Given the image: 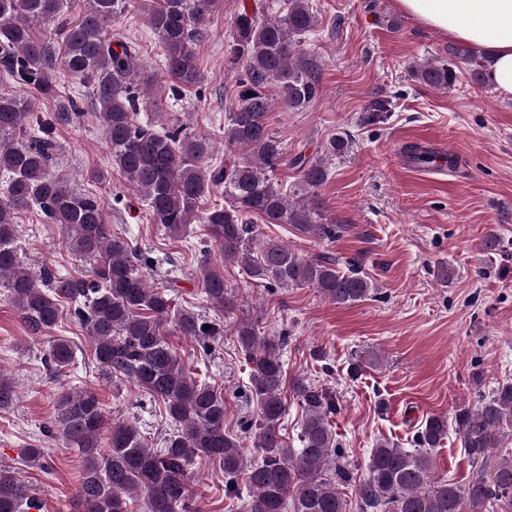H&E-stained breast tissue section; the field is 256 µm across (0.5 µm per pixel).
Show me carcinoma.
I'll list each match as a JSON object with an SVG mask.
<instances>
[{
    "label": "carcinoma",
    "instance_id": "cac0c4a2",
    "mask_svg": "<svg viewBox=\"0 0 512 512\" xmlns=\"http://www.w3.org/2000/svg\"><path fill=\"white\" fill-rule=\"evenodd\" d=\"M72 23L61 19L63 0H0V66L14 80L42 96L54 94L53 48L37 37L35 26L61 20V64L91 85L98 117L111 151L112 164L146 202L152 220L171 236L181 235L196 221L224 258L237 261L256 282L279 288L316 289L329 303L353 305L375 293L377 286L355 261L330 254L299 255L273 238L259 239L250 219L289 224L299 234L333 241L343 225L329 220L318 190L327 180V160L344 149L341 136L331 139L323 155L293 160L299 173L296 190L272 178L285 161L282 142L269 129V89L274 87L290 111H303L321 93L319 66L303 49L317 25L309 0H284L285 9L269 16L264 7L241 3L234 15L228 62L241 71L237 106L224 122V165L207 169L203 161L214 141L178 127L156 130L137 121L146 102L158 99L155 83L138 64V44L115 23L134 0H88ZM224 0H153L148 23L163 50V65L174 79L172 95L204 80L196 55L213 14ZM451 55L471 66L476 80L485 62L469 49ZM414 77L437 89L451 87L455 71L442 60L415 67ZM31 98L0 94V288L10 298L33 338L58 322L61 302L90 338L101 373L130 382L157 399L177 431L166 447H149L134 426L106 419L99 398L84 390L58 398L56 424L61 439L83 457L77 491V512H129L141 494L143 512H192L189 467L198 456L216 460L224 469V487L237 492L239 479L249 489L247 512H349L341 485L351 479L330 423L336 403L324 390L297 379L293 395L304 417L299 448L284 442L286 412L281 348L286 338L260 335L253 320L237 325V339L253 363L251 391L259 405L254 445L260 460L249 459L236 437L224 431V394L187 375L165 331L172 323L183 336H211L194 313L173 311L168 294L148 285L130 259L127 241L112 235L100 198L72 188L51 167L54 143L46 125L37 133L26 120L37 111ZM415 165L429 166L433 151L418 144L404 149ZM224 184V205L199 211L213 185ZM32 205L62 230L76 256L90 262L88 278H58L23 265L16 246V215ZM198 272L208 301L218 309L233 305L224 270L204 258ZM48 359L57 372L71 363L65 341L50 345ZM18 392L0 371V409L14 405ZM454 424L476 474L459 484L434 474L431 455L448 434V418L432 415L418 429L414 447L401 448L380 440L371 449L367 473L357 490L358 512H489L497 502L512 503V457L488 465L492 450L512 432V381L499 384L475 405H462ZM107 436L108 453L100 451ZM41 510L29 488L0 469V512Z\"/></svg>",
    "mask_w": 512,
    "mask_h": 512
}]
</instances>
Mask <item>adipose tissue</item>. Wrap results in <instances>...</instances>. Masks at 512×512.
Here are the masks:
<instances>
[{
	"instance_id": "ef3b65f1",
	"label": "adipose tissue",
	"mask_w": 512,
	"mask_h": 512,
	"mask_svg": "<svg viewBox=\"0 0 512 512\" xmlns=\"http://www.w3.org/2000/svg\"><path fill=\"white\" fill-rule=\"evenodd\" d=\"M397 9L423 27L490 54L486 80L512 98V0H395Z\"/></svg>"
}]
</instances>
